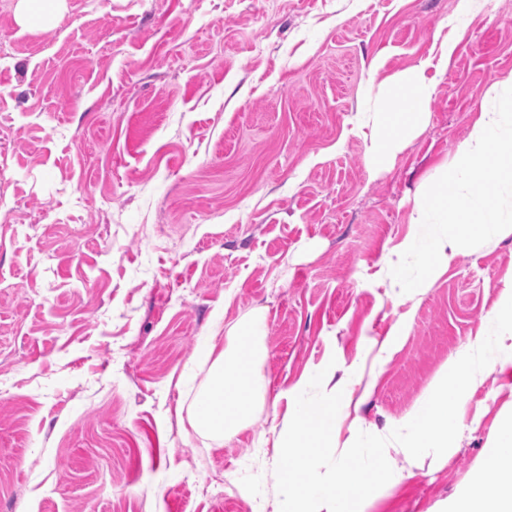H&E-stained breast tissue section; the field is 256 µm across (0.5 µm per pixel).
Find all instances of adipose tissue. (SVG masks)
Returning <instances> with one entry per match:
<instances>
[{"instance_id": "obj_1", "label": "adipose tissue", "mask_w": 512, "mask_h": 512, "mask_svg": "<svg viewBox=\"0 0 512 512\" xmlns=\"http://www.w3.org/2000/svg\"><path fill=\"white\" fill-rule=\"evenodd\" d=\"M429 61L394 74L380 87L365 124L370 129L368 152L383 166L391 165L404 150L409 134L420 129L428 117L427 107L434 93L428 75ZM267 334L266 310L253 309L240 320L225 325L223 335H211L202 354L209 365L206 384L198 389L188 407L187 418L193 432L207 440L209 447H223L229 435L247 428L253 406L267 385L261 371ZM512 362V290L486 315L476 339L455 361L465 382L482 380ZM321 395L310 403L302 397L301 385L288 390V412L275 442L291 450L294 461L280 469L277 487L280 512H356V503L365 486L364 478L377 465V456L368 454L373 438L349 437L346 453L336 458L331 476H320L310 460L314 449L323 447L324 432L335 429L340 412L360 408L372 392L360 363L347 366L340 379L316 372ZM459 386L437 378L432 389L396 429L401 448L414 458L447 447L454 428L446 421L449 399L459 396ZM360 463L359 478L344 494L336 484L349 470V460ZM457 512H512V481L480 485Z\"/></svg>"}]
</instances>
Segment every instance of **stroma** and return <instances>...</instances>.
<instances>
[{
    "label": "stroma",
    "instance_id": "1",
    "mask_svg": "<svg viewBox=\"0 0 512 512\" xmlns=\"http://www.w3.org/2000/svg\"><path fill=\"white\" fill-rule=\"evenodd\" d=\"M0 0V512H273L286 391L401 331L361 407L362 512H455L512 419V364L463 388L448 446L397 422L512 287V233L411 294L390 249L485 92L512 73V0ZM435 94L392 167L358 113L420 60ZM266 308L269 380L207 447L174 409L215 316ZM402 474L393 483L392 474ZM62 0H20L18 14L20 19L28 21L33 10H38L43 14L53 17L59 10Z\"/></svg>",
    "mask_w": 512,
    "mask_h": 512
}]
</instances>
